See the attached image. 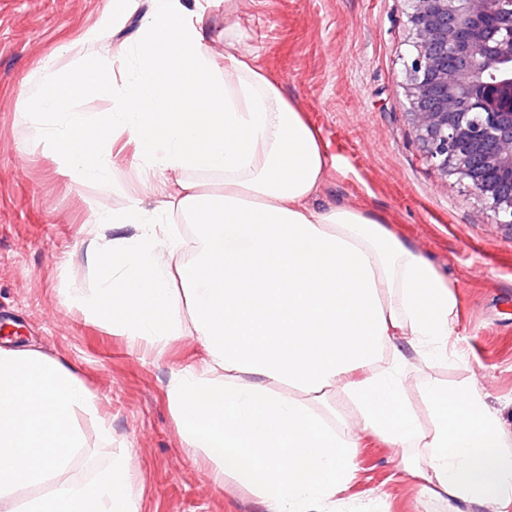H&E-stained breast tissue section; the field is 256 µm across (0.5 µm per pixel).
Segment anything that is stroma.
Listing matches in <instances>:
<instances>
[{
	"label": "stroma",
	"instance_id": "35a3bbf8",
	"mask_svg": "<svg viewBox=\"0 0 512 512\" xmlns=\"http://www.w3.org/2000/svg\"><path fill=\"white\" fill-rule=\"evenodd\" d=\"M112 2L0 0V346L71 363L95 396L98 416L76 417L85 440L76 477L125 455L140 512H263L234 479L216 484L213 463L180 437L167 383L171 370L201 362L195 338L173 341L158 359L67 299L72 289L97 285L82 258L94 190L61 175L51 148H30L29 116L16 93L38 84L44 60L66 70L88 49L134 41L150 0H131L117 21ZM208 15L216 57L235 40L320 129L343 167L331 173L325 201L383 215L454 283L459 356L429 367L407 355L405 400L422 428L434 424L424 389L441 382L478 387L512 434V227L495 223L466 185L441 175L416 136L403 87L411 38L405 0H237L229 23L222 0H211ZM94 28L102 34L87 42ZM416 454L364 436L356 478L337 493L335 512H437L401 469Z\"/></svg>",
	"mask_w": 512,
	"mask_h": 512
}]
</instances>
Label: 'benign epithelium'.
I'll return each mask as SVG.
<instances>
[{"mask_svg":"<svg viewBox=\"0 0 512 512\" xmlns=\"http://www.w3.org/2000/svg\"><path fill=\"white\" fill-rule=\"evenodd\" d=\"M405 92L417 138L512 226V0H406Z\"/></svg>","mask_w":512,"mask_h":512,"instance_id":"obj_1","label":"benign epithelium"}]
</instances>
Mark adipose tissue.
I'll list each match as a JSON object with an SVG mask.
<instances>
[{
    "label": "adipose tissue",
    "instance_id": "obj_1",
    "mask_svg": "<svg viewBox=\"0 0 512 512\" xmlns=\"http://www.w3.org/2000/svg\"><path fill=\"white\" fill-rule=\"evenodd\" d=\"M206 19L186 0H152L133 45L65 72L45 61L37 90L20 91L31 147L52 144L63 173L97 190L83 246L98 286L74 290L71 302L158 357L196 338L201 364L172 371L167 384L181 437L204 449L215 482L239 480L264 512H331L365 432L426 449L410 473L446 512H512V441L481 391L428 387V432L405 401L397 342L427 362L447 359L452 282L382 216L318 205L335 164L318 127L234 43L216 60ZM105 91L108 111H75L78 98ZM123 136L137 146L130 168L143 183L166 171L219 173L223 190L182 180L157 186L163 205L146 207L114 160ZM116 192L127 197L120 210L109 204ZM172 211L198 242L181 264L162 223ZM126 224L135 235L109 237ZM311 264L323 278L301 276ZM283 384L318 397L335 390L354 412L333 429Z\"/></svg>",
    "mask_w": 512,
    "mask_h": 512
}]
</instances>
